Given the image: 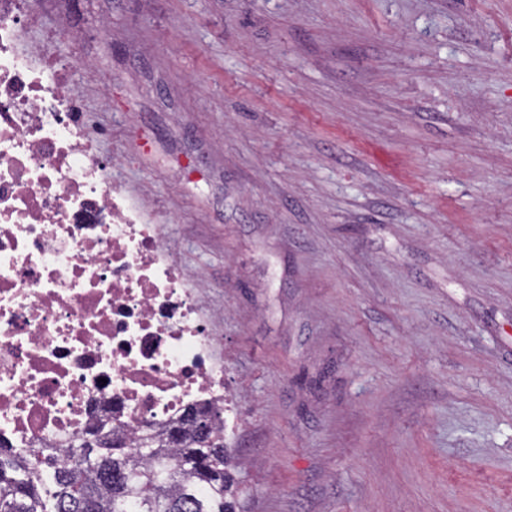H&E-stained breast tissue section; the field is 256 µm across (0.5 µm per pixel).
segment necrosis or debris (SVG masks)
I'll list each match as a JSON object with an SVG mask.
<instances>
[{
  "label": "necrosis or debris",
  "mask_w": 512,
  "mask_h": 512,
  "mask_svg": "<svg viewBox=\"0 0 512 512\" xmlns=\"http://www.w3.org/2000/svg\"><path fill=\"white\" fill-rule=\"evenodd\" d=\"M25 8L0 0V449L65 458L106 413L130 444L195 407L234 430L207 283L113 181Z\"/></svg>",
  "instance_id": "1"
}]
</instances>
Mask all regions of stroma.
Instances as JSON below:
<instances>
[{"label":"stroma","instance_id":"obj_1","mask_svg":"<svg viewBox=\"0 0 512 512\" xmlns=\"http://www.w3.org/2000/svg\"><path fill=\"white\" fill-rule=\"evenodd\" d=\"M205 273L240 512H512V0H31Z\"/></svg>","mask_w":512,"mask_h":512}]
</instances>
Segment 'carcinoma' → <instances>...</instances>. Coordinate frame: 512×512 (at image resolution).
Wrapping results in <instances>:
<instances>
[{"label":"carcinoma","mask_w":512,"mask_h":512,"mask_svg":"<svg viewBox=\"0 0 512 512\" xmlns=\"http://www.w3.org/2000/svg\"><path fill=\"white\" fill-rule=\"evenodd\" d=\"M202 422L208 427L204 439ZM172 439L173 453L149 435L129 448L103 418L60 466L37 449L2 455L0 512H129L132 505L137 512H237L235 465L211 416L192 413L168 433ZM191 479L210 486L207 498L191 494Z\"/></svg>","instance_id":"carcinoma-1"}]
</instances>
